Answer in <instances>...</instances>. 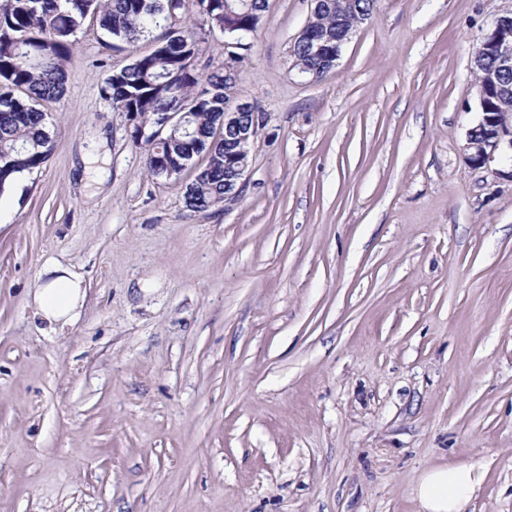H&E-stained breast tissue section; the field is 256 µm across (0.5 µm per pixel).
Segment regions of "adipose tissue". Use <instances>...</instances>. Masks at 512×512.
I'll list each match as a JSON object with an SVG mask.
<instances>
[{"mask_svg": "<svg viewBox=\"0 0 512 512\" xmlns=\"http://www.w3.org/2000/svg\"><path fill=\"white\" fill-rule=\"evenodd\" d=\"M32 295L30 308L48 331L74 323L83 307L86 290L80 275L55 259L48 260ZM483 481V472L474 463L440 465L428 469L416 487L422 512H463Z\"/></svg>", "mask_w": 512, "mask_h": 512, "instance_id": "obj_1", "label": "adipose tissue"}]
</instances>
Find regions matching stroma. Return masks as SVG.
I'll return each instance as SVG.
<instances>
[{"label":"stroma","instance_id":"35a3bbf8","mask_svg":"<svg viewBox=\"0 0 512 512\" xmlns=\"http://www.w3.org/2000/svg\"><path fill=\"white\" fill-rule=\"evenodd\" d=\"M312 7L270 0L241 52L267 120L216 213L184 205L204 157L148 174L99 93L128 55L77 31L53 152L0 192V512H418L459 461L467 512H512V162L463 152L512 0H377L316 80L288 56ZM50 258L86 287L52 336ZM483 481L475 463L440 465L428 469L416 487L422 512H463Z\"/></svg>","mask_w":512,"mask_h":512}]
</instances>
